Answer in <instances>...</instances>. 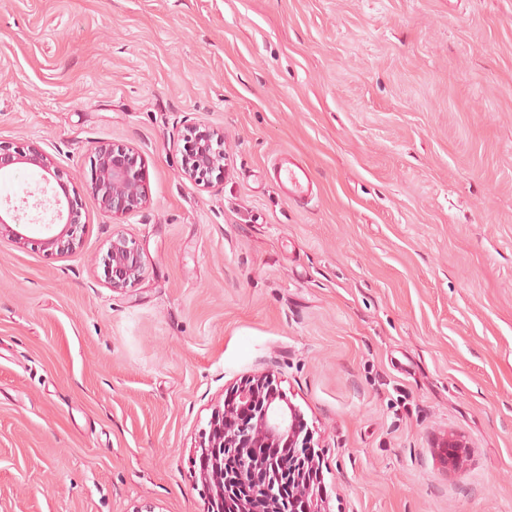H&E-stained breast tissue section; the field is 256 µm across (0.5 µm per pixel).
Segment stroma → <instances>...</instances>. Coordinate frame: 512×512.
I'll use <instances>...</instances> for the list:
<instances>
[{
  "label": "stroma",
  "instance_id": "obj_1",
  "mask_svg": "<svg viewBox=\"0 0 512 512\" xmlns=\"http://www.w3.org/2000/svg\"><path fill=\"white\" fill-rule=\"evenodd\" d=\"M0 141L82 203L72 251L0 238V512H207L195 448L262 372L326 512H512V0H0ZM101 144L144 165L118 220ZM215 136L213 130L199 123L192 125L185 136L182 173L204 187L210 184L209 178L215 171L224 175V139ZM143 168L132 150L109 144L94 148L90 157L91 191L101 210L112 219L126 216L147 203ZM273 179L284 188L291 203L305 202L312 197L309 169L290 154H283L277 158ZM105 262L109 284L114 290L123 289L143 274L144 265L140 251L130 246L123 234L112 236Z\"/></svg>",
  "mask_w": 512,
  "mask_h": 512
}]
</instances>
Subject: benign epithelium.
<instances>
[{
  "mask_svg": "<svg viewBox=\"0 0 512 512\" xmlns=\"http://www.w3.org/2000/svg\"><path fill=\"white\" fill-rule=\"evenodd\" d=\"M182 173L203 185L224 172V140L204 124H194L185 136ZM18 164L42 170L56 180L49 203L53 216L39 224L43 234L32 242L64 253L72 249L80 224L81 202L70 196L55 160L40 149L20 151L0 142V176ZM91 191L101 210L121 218L147 203L144 170L133 151L109 144L94 148L90 157ZM19 207L0 214V237H29L20 223ZM111 287L120 290L144 270L140 251L118 234L105 259ZM321 452L296 406L269 374L249 376L227 389L224 406L213 412L209 431L195 450L199 478L209 495L207 512H325L318 494Z\"/></svg>",
  "mask_w": 512,
  "mask_h": 512,
  "instance_id": "1",
  "label": "benign epithelium"
}]
</instances>
